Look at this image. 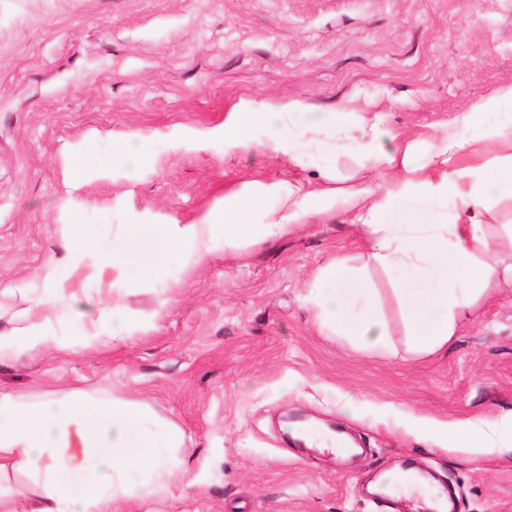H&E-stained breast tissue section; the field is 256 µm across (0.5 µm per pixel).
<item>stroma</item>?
<instances>
[{"mask_svg": "<svg viewBox=\"0 0 512 512\" xmlns=\"http://www.w3.org/2000/svg\"><path fill=\"white\" fill-rule=\"evenodd\" d=\"M512 82V0H0V334L21 296L46 295L62 229L108 240L123 224H192L248 180L318 182L321 157L291 168L224 148L236 105L297 100L380 113L431 135ZM137 135L136 174L112 157ZM355 217L320 216L236 258L222 242L176 268L165 290L125 298L147 329L119 346L19 351L0 393H112L185 435L162 501L122 512H434L371 480L431 472L458 512H512V450L439 448L403 425L512 412V288L483 297L447 348L414 353L392 284L379 295L392 353L326 335L310 302L322 270L361 250ZM166 297L167 308L157 300Z\"/></svg>", "mask_w": 512, "mask_h": 512, "instance_id": "1", "label": "stroma"}]
</instances>
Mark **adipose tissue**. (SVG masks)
Instances as JSON below:
<instances>
[{"label": "adipose tissue", "instance_id": "ef3b65f1", "mask_svg": "<svg viewBox=\"0 0 512 512\" xmlns=\"http://www.w3.org/2000/svg\"><path fill=\"white\" fill-rule=\"evenodd\" d=\"M512 82L498 86L458 112L440 134L418 151L416 140L386 129L379 116L362 112H311L299 101L270 98L258 110H231L224 145L252 150L253 131L264 124L266 150L301 166L307 143L336 142L352 150L367 179L337 186L336 160L326 156L323 188L272 181L225 192L220 203L195 224H127L112 241L92 240L83 225H67L64 259L80 268L93 257L96 277H111L112 298L77 295L50 284L38 307L62 311L77 334L56 336L20 310L13 335L0 336V362L18 348H53L77 353L119 345L144 330L124 298L134 288L167 287L174 268L198 263L224 236V253L236 256L261 243L287 237L318 213H354L364 241L362 266L336 259L322 273L329 290L312 300L323 327L336 338L378 354L391 352L382 309L365 277L379 265L390 276L414 352L447 347L466 311L493 288H512V262L496 258L490 232L497 206L512 200ZM278 207H270V200ZM263 223H250L253 214ZM411 431L451 448L499 450L512 417L473 418L442 426L408 416ZM183 433L157 419L142 403L105 401L83 392L31 400L0 393V475L23 469L33 474L37 493L16 491L10 512H120L124 504L157 497L181 463Z\"/></svg>", "mask_w": 512, "mask_h": 512}]
</instances>
